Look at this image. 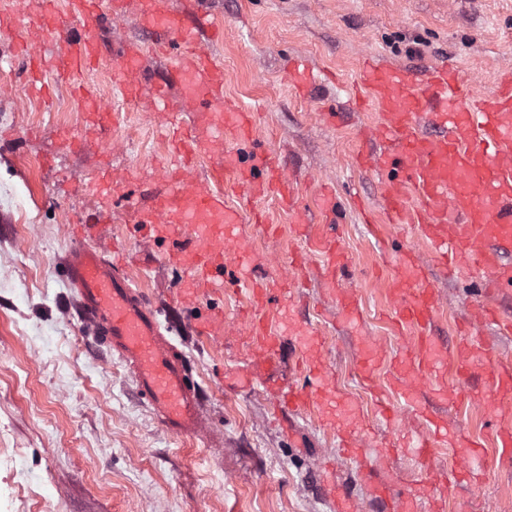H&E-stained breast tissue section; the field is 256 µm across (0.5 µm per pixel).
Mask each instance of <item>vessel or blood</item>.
Wrapping results in <instances>:
<instances>
[{
    "mask_svg": "<svg viewBox=\"0 0 512 512\" xmlns=\"http://www.w3.org/2000/svg\"><path fill=\"white\" fill-rule=\"evenodd\" d=\"M45 10L36 19L14 16L12 28L23 31L39 24L51 41L62 48L50 70L60 74L82 72L99 59L94 27L101 15L116 20L135 12L143 29L164 28L168 40L162 54L171 60L170 78L178 84L188 111L197 113L192 128H175L177 143L167 166L170 189L159 196L152 210L126 207V222L140 226L144 238L184 240V247L169 254L170 262L183 268L188 293L208 296L224 284V270L235 266V290L250 300L251 317L245 326L258 353L249 363V380L268 379L275 362L278 339L268 333L265 321L267 285L254 280L251 271L261 257L250 240L242 237L238 208L229 206L224 192L203 178H189V158L195 154L224 151V168L235 177L244 202L276 193L288 205L296 224H316L312 236L316 248L326 252L333 265L345 261L334 238L339 207L332 195L323 197L322 223L293 204L290 181L276 167L272 154L258 136V115L246 112L224 95V71L212 58L202 32L209 23L182 20L170 8V0H69L72 24L56 22L55 0H43ZM141 53L137 44L114 52L111 60L112 91L126 101L159 102L161 93L138 71ZM359 82L379 109L382 123L374 135L390 145V152L366 157L381 184L387 222L414 225L418 236L432 248L444 266L468 271L478 287L512 290V263L504 251H512V70L499 74L493 91L481 95L448 71L436 66L423 82L405 71L366 64ZM61 262L67 280L77 294L76 312L91 328L94 342L122 361L133 373L141 399L165 429L177 437L203 435L206 406L200 388L192 381V367L173 343L155 308L127 273L123 255H106L99 239L75 234ZM395 321L411 338L398 358L391 388L401 405L391 410L383 391H375L382 416L417 417L419 407L410 385L413 371L433 375L436 386L456 400L463 383H450L445 375L447 353L432 341L431 322L436 294L414 254H405L401 272L389 284ZM491 311L469 315L470 331L457 354L458 375L468 374L471 352L481 349V330L492 320ZM229 316L215 307L199 322L202 335L221 337ZM333 378L313 373L309 385L288 389V409L294 413L318 407L337 426L338 438L347 430L331 403ZM488 396L512 401V366L498 367L491 376ZM448 440L447 425L417 435L407 448L418 463V478L426 486L431 512H443L447 487L431 465L434 450Z\"/></svg>",
    "mask_w": 512,
    "mask_h": 512,
    "instance_id": "1",
    "label": "vessel or blood"
}]
</instances>
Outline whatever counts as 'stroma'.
I'll return each instance as SVG.
<instances>
[{
	"label": "stroma",
	"mask_w": 512,
	"mask_h": 512,
	"mask_svg": "<svg viewBox=\"0 0 512 512\" xmlns=\"http://www.w3.org/2000/svg\"><path fill=\"white\" fill-rule=\"evenodd\" d=\"M204 10L224 29L213 52L224 66L225 96L259 112L264 144L293 179L303 205L316 208L322 185L342 204L337 232L347 265L336 277L357 290L361 321L342 318L314 272L289 309L273 306L271 328L282 336L286 354L300 347L292 323L318 331L322 368L372 428L362 438L367 453L381 443L401 444V430L376 418L359 368L376 339H385L390 350L402 345L383 280L418 239L406 224L389 228L382 241L366 231L363 211L380 209V189L375 173L356 167L355 158L368 150L367 134L378 116L359 109L364 90L356 78L368 58L416 72L445 63L473 91H489L496 73L512 68V0H204ZM96 37L106 55L97 68L63 80L46 74L54 94L48 108L25 95V74L9 59L22 39L49 53L53 45L35 27L19 38L0 36V187L16 195L13 208L0 209V512H333L321 469L331 452L336 479L356 500L357 512H384L355 462L336 454V436L318 410L294 418L288 431L275 423L263 392L239 388L242 335L231 332L216 343L194 334L192 323L208 300L176 312L174 337L207 400L206 437L167 434L138 397L125 365L93 344L60 262L68 227L97 223L107 206L113 224L102 234H120L128 201L152 203L164 188L160 168L169 153L156 127L181 108L176 99L169 112H150L112 98L108 55L129 40L151 45L159 33L140 29L129 16ZM298 57L330 75L305 96L288 84V64ZM78 84L112 99L119 124L99 123L83 112L71 95ZM330 108L337 113L331 123L323 117ZM62 128L91 141L92 149L64 148ZM135 167L148 175L131 183L128 197H98L81 188L102 172ZM256 206L274 215L277 236H268L248 211L238 231L271 259L256 267L255 276L273 277L304 242L275 196ZM127 244L140 256L129 270L136 286L154 305L170 309L184 278L162 260L171 241L131 235ZM426 267L439 300L431 335L456 348L465 300L484 297L469 278L432 261ZM484 299L512 318V293ZM414 386L429 419L447 421L449 437L484 441L486 479L467 477L452 487L446 512H512V462L493 446L501 416L482 398V378L473 380L472 398L454 406L432 390L428 373H418ZM377 476L395 493L416 495L418 512H427L414 460H387Z\"/></svg>",
	"instance_id": "obj_1"
}]
</instances>
